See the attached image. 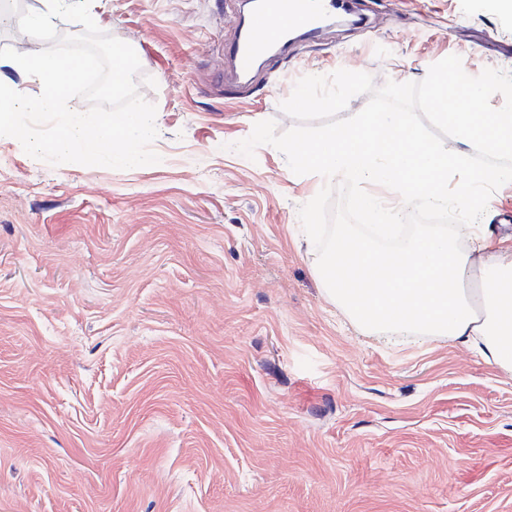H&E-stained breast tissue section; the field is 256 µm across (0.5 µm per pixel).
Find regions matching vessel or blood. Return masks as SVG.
Listing matches in <instances>:
<instances>
[{
	"instance_id": "b4317fda",
	"label": "vessel or blood",
	"mask_w": 512,
	"mask_h": 512,
	"mask_svg": "<svg viewBox=\"0 0 512 512\" xmlns=\"http://www.w3.org/2000/svg\"><path fill=\"white\" fill-rule=\"evenodd\" d=\"M352 11V0H264L250 26L240 28L237 37L225 44L224 56L237 74H252L273 43L293 33L318 38L325 18Z\"/></svg>"
}]
</instances>
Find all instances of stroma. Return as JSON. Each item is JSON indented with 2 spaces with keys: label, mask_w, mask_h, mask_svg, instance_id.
Here are the masks:
<instances>
[{
  "label": "stroma",
  "mask_w": 512,
  "mask_h": 512,
  "mask_svg": "<svg viewBox=\"0 0 512 512\" xmlns=\"http://www.w3.org/2000/svg\"><path fill=\"white\" fill-rule=\"evenodd\" d=\"M240 0H92L157 109L159 163L0 136V512H512V375L354 323L314 273L351 184L232 146L307 75L512 72L495 0H355L363 25L224 75ZM470 221L512 243V184ZM320 215L314 233L302 224Z\"/></svg>",
  "instance_id": "1"
}]
</instances>
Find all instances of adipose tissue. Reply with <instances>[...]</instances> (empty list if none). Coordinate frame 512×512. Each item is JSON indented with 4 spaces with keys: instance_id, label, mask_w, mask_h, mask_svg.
I'll return each mask as SVG.
<instances>
[{
    "instance_id": "ef3b65f1",
    "label": "adipose tissue",
    "mask_w": 512,
    "mask_h": 512,
    "mask_svg": "<svg viewBox=\"0 0 512 512\" xmlns=\"http://www.w3.org/2000/svg\"><path fill=\"white\" fill-rule=\"evenodd\" d=\"M84 69L83 60H64L48 49L0 58V75L15 70L42 80L38 108L45 113L57 111ZM481 95L473 84L454 86L444 78L433 84L432 117L451 127L452 149L433 143L399 113L360 112L315 144L294 148L291 158L319 178L362 187V209L372 223H387L417 204L444 207L451 201L466 219L489 205L488 187L512 182L511 168L491 170L470 161L474 149L512 151V113L471 111ZM455 174L462 180L452 196L448 178ZM473 269L477 286L468 296L460 284ZM317 274L329 295L361 323L461 344L482 342L484 358L512 374V260L488 239L477 250H464L455 236L426 232L390 256L344 230Z\"/></svg>"
}]
</instances>
